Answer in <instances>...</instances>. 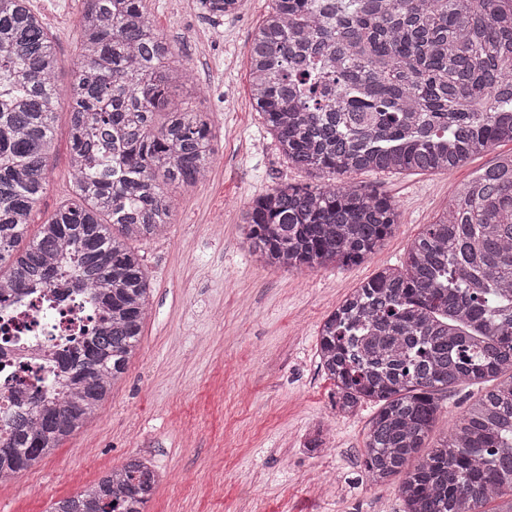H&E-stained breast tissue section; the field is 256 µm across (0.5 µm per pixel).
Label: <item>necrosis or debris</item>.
Here are the masks:
<instances>
[{"instance_id": "1", "label": "necrosis or debris", "mask_w": 512, "mask_h": 512, "mask_svg": "<svg viewBox=\"0 0 512 512\" xmlns=\"http://www.w3.org/2000/svg\"><path fill=\"white\" fill-rule=\"evenodd\" d=\"M91 310L84 299L61 304L50 290L35 289L1 316L18 340L0 346V420L27 409L35 387L53 391L58 372L53 353L78 336Z\"/></svg>"}]
</instances>
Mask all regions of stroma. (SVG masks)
I'll list each match as a JSON object with an SVG mask.
<instances>
[{
  "label": "stroma",
  "instance_id": "obj_1",
  "mask_svg": "<svg viewBox=\"0 0 512 512\" xmlns=\"http://www.w3.org/2000/svg\"><path fill=\"white\" fill-rule=\"evenodd\" d=\"M56 42L61 90L48 185L31 214L39 226L72 190V61L80 48L82 0H30ZM271 0H245L215 21L198 0H145L173 47L172 66L192 68L197 103L213 112L216 153L207 181L175 190L166 236L138 243L152 285L137 354L97 417L33 465L39 498L23 482L0 486V512H47L129 457L161 476L146 512H402L397 481L372 485L363 440L375 404L337 415L334 387L316 353L322 318L379 268L395 265L457 187L512 143L446 171L356 173L352 181L391 197L394 234L368 259L345 267L287 272L259 265L242 241L241 215L282 184L316 185L292 168L253 106L248 48ZM320 421L327 451L304 442ZM193 483L183 484L185 475Z\"/></svg>",
  "mask_w": 512,
  "mask_h": 512
}]
</instances>
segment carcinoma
<instances>
[{
	"instance_id": "obj_1",
	"label": "carcinoma",
	"mask_w": 512,
	"mask_h": 512,
	"mask_svg": "<svg viewBox=\"0 0 512 512\" xmlns=\"http://www.w3.org/2000/svg\"><path fill=\"white\" fill-rule=\"evenodd\" d=\"M69 88L72 199L36 234L60 89L56 44L29 0H0V311L29 285L75 284L94 329L71 340L60 390L0 425V479L27 470L93 419L138 350L151 283L134 241L166 234L171 190L210 169L213 116L165 62L172 46L143 0H83ZM212 18L238 0H200ZM251 93L288 163L326 180L276 187L243 216L269 267H346L400 224L358 172L448 170L512 142V0H273L249 47ZM319 363L364 439L373 484L401 477L404 512H486L512 497V156L473 173L411 241L399 267L323 321ZM481 385L424 454L438 394ZM132 456L48 512H145L159 484Z\"/></svg>"
}]
</instances>
